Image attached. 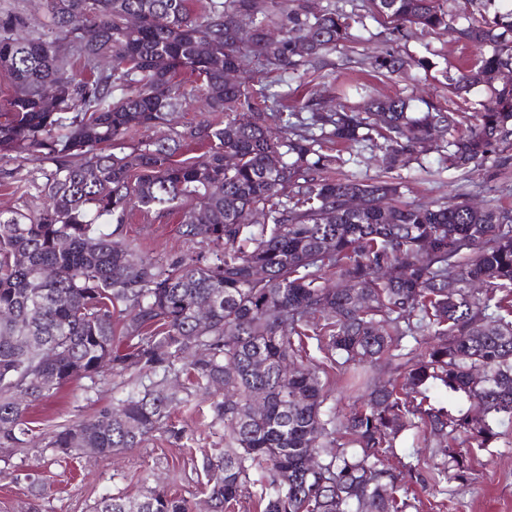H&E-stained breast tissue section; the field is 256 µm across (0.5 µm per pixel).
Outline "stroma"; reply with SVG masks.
<instances>
[{"label": "stroma", "instance_id": "35a3bbf8", "mask_svg": "<svg viewBox=\"0 0 512 512\" xmlns=\"http://www.w3.org/2000/svg\"><path fill=\"white\" fill-rule=\"evenodd\" d=\"M387 51L425 59L430 66L373 75L362 70L363 58ZM479 55L477 47L457 43L442 31H420L413 39L396 40L367 16L355 25L350 41L328 53L326 67L316 71L306 65L287 71L282 88L289 94V104L294 105L313 81L319 83L326 107H334L342 99L360 108L367 93L358 86L364 83L369 93L415 97L470 114L488 108V87L479 84L457 96L449 92L444 75L467 67ZM439 160V153L431 152L399 171L404 201L440 198L452 203L465 193L478 203L488 201L512 208V171L494 176L493 163L488 160L463 179L458 172L441 169ZM43 166L42 160L33 157L0 160V171L13 174L8 185L0 184V210L26 212L40 206ZM123 234L140 244L143 256L159 264L196 250L182 236L175 214L160 218L132 211ZM138 385V376L115 378L104 372L95 379L68 384L34 407L28 415L31 431L24 444L0 449V512H90L103 493L138 497L154 487L158 476L164 479L169 493L188 500L192 512H207L201 492L205 480L202 462L223 448L224 430L210 426L206 396H196L188 406L175 408L172 419L184 429L178 442L158 431L141 447L75 460L46 449V439L55 431L111 406L115 398ZM497 430L499 436L488 448L474 452L471 475L464 483L453 479L421 482V475L443 461L442 444L421 436L416 428L405 430L396 452L411 467L402 486L414 501L412 512H512V423L498 425Z\"/></svg>", "mask_w": 512, "mask_h": 512}]
</instances>
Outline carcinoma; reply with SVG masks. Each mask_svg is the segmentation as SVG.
<instances>
[{
    "mask_svg": "<svg viewBox=\"0 0 512 512\" xmlns=\"http://www.w3.org/2000/svg\"><path fill=\"white\" fill-rule=\"evenodd\" d=\"M363 2L402 39L443 30L489 47L447 80L457 96L488 85L494 109L468 117L426 102L416 112L387 97L327 110L312 89L288 107L286 92L224 81L252 66L321 70L353 37L356 14L320 0H206L198 13L189 0H44L50 34L22 39L25 17L0 13V71L14 88L0 101V152L51 164L33 214L0 211L1 446L24 442L31 406L109 363L112 375L149 384L46 447L112 455L161 428L179 440L171 410L203 390L213 397L210 426L224 428V449L203 461L214 512H235L258 469L267 472L255 492L261 512H407L384 460L408 426L448 441L437 476L467 480L470 449L488 447L494 425L512 420V209L405 202L390 173L436 149L466 174L512 140V83L494 85L512 68V9L501 0ZM411 65L423 63L388 52L368 68ZM193 102L204 119L172 143L113 152ZM347 142L378 148L384 176L345 174ZM192 144L202 155L179 158ZM355 194L366 203L359 213L345 208ZM134 207L179 213L183 235L208 252L166 265L141 257L122 238ZM256 268L265 278H253ZM329 273L355 294L328 287ZM203 303L211 317L200 322ZM383 357L392 377L365 371L359 402L336 417L324 362L341 371ZM434 383L470 406L455 415L434 407ZM311 453L319 465L309 470ZM93 512L190 507L156 487L141 498L105 493Z\"/></svg>",
    "mask_w": 512,
    "mask_h": 512,
    "instance_id": "1",
    "label": "carcinoma"
}]
</instances>
